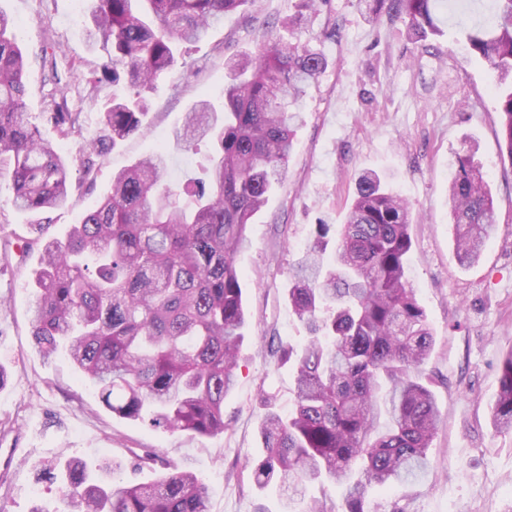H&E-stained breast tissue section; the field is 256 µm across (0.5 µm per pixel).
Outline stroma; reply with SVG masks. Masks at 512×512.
<instances>
[{
  "instance_id": "obj_1",
  "label": "stroma",
  "mask_w": 512,
  "mask_h": 512,
  "mask_svg": "<svg viewBox=\"0 0 512 512\" xmlns=\"http://www.w3.org/2000/svg\"><path fill=\"white\" fill-rule=\"evenodd\" d=\"M296 0H247L213 24L203 40L179 47L178 65L148 92L150 129L126 138L97 158L96 182H80V144L100 127L93 101L112 96L92 73L102 52L87 38L91 2L74 13L72 0H0L14 20L18 41L39 51L56 46L61 83L45 79L39 63L28 75L27 110L41 122L50 98L62 97L81 112V131L45 134L69 165L71 201L54 214L51 232L64 237L81 214L110 189L113 172L165 148L172 182L199 176L202 154L176 133L200 97L222 107L226 60L252 50L267 30L294 14ZM491 0H445V35L433 41L408 36L402 18L373 15L364 0H326L303 36L313 38L329 66L303 103L306 122L282 184L247 227L237 254L248 310L234 389L224 400L222 434H173L112 416L92 384L65 355L44 359L33 347L31 272L39 251L20 257L0 239V448L26 443L28 456L12 484L0 485V512H32L37 504H60L57 484L38 478L34 466L72 457L88 462L124 460L123 483H147L159 469L132 468L133 451L159 448L192 469L208 488L209 512H301L304 501L321 498L309 485L304 501L285 502L277 486L258 488L246 459L259 456L262 394L276 411L293 404V376L278 365L272 347L306 334L288 307L287 291L316 224L343 223L359 174L373 170L414 205L410 227V280L424 307L434 348L424 365L440 425L428 451L430 466L420 480L392 489L370 488L369 512H512V432H496L490 406L499 388V363L512 348V158L502 153L494 77L487 64L454 43L460 24L484 20ZM469 149L491 184L498 224L480 262L461 268L449 224V167Z\"/></svg>"
}]
</instances>
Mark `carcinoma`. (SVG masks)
<instances>
[{"label":"carcinoma","instance_id":"carcinoma-1","mask_svg":"<svg viewBox=\"0 0 512 512\" xmlns=\"http://www.w3.org/2000/svg\"><path fill=\"white\" fill-rule=\"evenodd\" d=\"M90 40L105 52L94 82L125 80L130 92L101 106V127L84 145L83 183H95L94 160L147 128L151 87L177 64L178 46L203 36L245 0H92ZM283 20L286 41L271 35L227 63L224 116L210 100L185 114L183 137L207 142L205 177L173 184L158 150L112 175L110 191L71 226L50 232L51 214L70 201L66 158L43 137L26 107L28 59L0 10V171L13 203L37 217L21 253L41 251L30 321L37 351L65 347L105 408L172 433H224V398L235 384L247 323L235 257L246 230L285 174L300 103L328 60L299 35L316 0H299ZM397 4L408 33L442 36L443 0H370L373 13ZM484 23L461 37L496 73L500 133L512 157V0H493ZM47 121L62 136L82 116L56 102ZM455 256L477 263L497 215L490 184L469 150L448 180ZM413 209L375 172L361 174L343 224H318L288 288V304L308 331L306 342L280 347L294 369V407L284 417L264 400L262 457L248 462L255 484L279 485L287 501L310 482L344 491L306 512H368L367 490L413 482L429 468L439 415L423 366L433 334L406 270ZM332 251H327L329 242ZM497 432L512 430V350L502 358L491 406ZM389 418L390 425L380 427ZM140 462L160 465L156 481L116 484L123 461L89 471L68 459L40 474L62 484L60 512H208L200 477L147 448Z\"/></svg>","mask_w":512,"mask_h":512}]
</instances>
